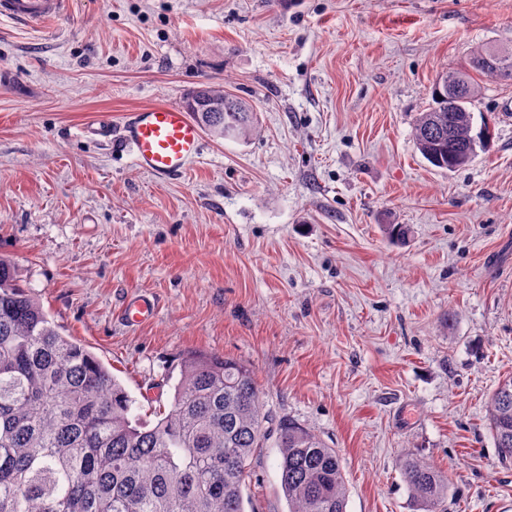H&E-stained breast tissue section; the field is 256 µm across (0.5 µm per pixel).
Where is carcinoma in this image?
Returning <instances> with one entry per match:
<instances>
[{"instance_id":"obj_1","label":"carcinoma","mask_w":512,"mask_h":512,"mask_svg":"<svg viewBox=\"0 0 512 512\" xmlns=\"http://www.w3.org/2000/svg\"><path fill=\"white\" fill-rule=\"evenodd\" d=\"M495 48L479 46L468 68L443 74L432 104L412 130L422 156L452 171L472 148L488 151L493 134L474 131L471 106L479 65ZM465 87L448 96V84ZM224 100L206 111L203 96ZM184 108L217 137L247 138L252 105L221 88H198ZM132 401L110 370L63 334L0 256V512H246L252 461L278 435L281 488L288 512H346L339 453L312 431L266 412L254 370L217 354L194 353L180 367L169 412L150 427L131 415ZM487 428L499 457L512 460V376L492 391ZM419 512H439L448 476L419 458L400 461Z\"/></svg>"}]
</instances>
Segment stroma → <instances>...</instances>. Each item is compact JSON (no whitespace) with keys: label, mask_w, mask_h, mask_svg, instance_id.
<instances>
[{"label":"stroma","mask_w":512,"mask_h":512,"mask_svg":"<svg viewBox=\"0 0 512 512\" xmlns=\"http://www.w3.org/2000/svg\"><path fill=\"white\" fill-rule=\"evenodd\" d=\"M490 44L512 48V0H73L37 32L0 19V255L142 422L183 358L219 353L338 450L346 512H416L405 457L447 473V512H512L485 428L512 375V82L482 81L494 146L468 166L412 138L438 76ZM201 86L251 103L255 132L205 136L166 180L136 169L123 116ZM99 112L112 129L82 133ZM139 294L155 311L132 326ZM279 459L270 439L247 512H288ZM155 302L148 295H138L130 299L123 308L122 316L125 322L137 325L145 320L154 311Z\"/></svg>","instance_id":"35a3bbf8"}]
</instances>
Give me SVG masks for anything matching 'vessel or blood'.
I'll return each mask as SVG.
<instances>
[{
  "label": "vessel or blood",
  "instance_id": "1",
  "mask_svg": "<svg viewBox=\"0 0 512 512\" xmlns=\"http://www.w3.org/2000/svg\"><path fill=\"white\" fill-rule=\"evenodd\" d=\"M71 0H0V17L32 30L67 15ZM123 139L131 146L136 168L159 179L185 171L203 144V131L189 112L171 104H157L129 113L122 121ZM155 302L146 295L130 299L123 308L125 322L137 325L152 314Z\"/></svg>",
  "mask_w": 512,
  "mask_h": 512
}]
</instances>
